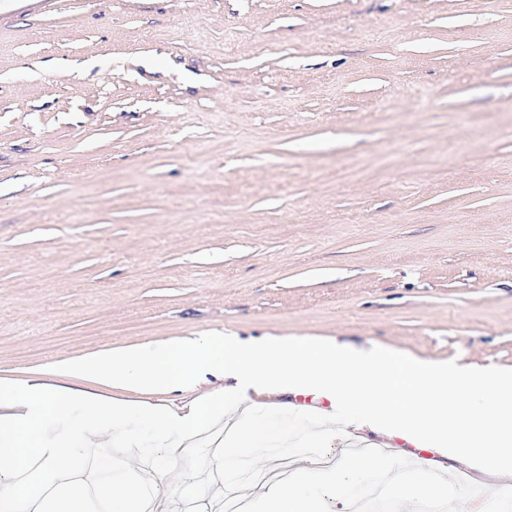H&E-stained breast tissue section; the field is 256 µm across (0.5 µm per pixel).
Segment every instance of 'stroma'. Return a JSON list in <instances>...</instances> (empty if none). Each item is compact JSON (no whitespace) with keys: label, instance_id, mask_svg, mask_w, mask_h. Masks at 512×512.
Here are the masks:
<instances>
[{"label":"stroma","instance_id":"1","mask_svg":"<svg viewBox=\"0 0 512 512\" xmlns=\"http://www.w3.org/2000/svg\"><path fill=\"white\" fill-rule=\"evenodd\" d=\"M12 2L0 380L212 332L512 369V0Z\"/></svg>","mask_w":512,"mask_h":512}]
</instances>
